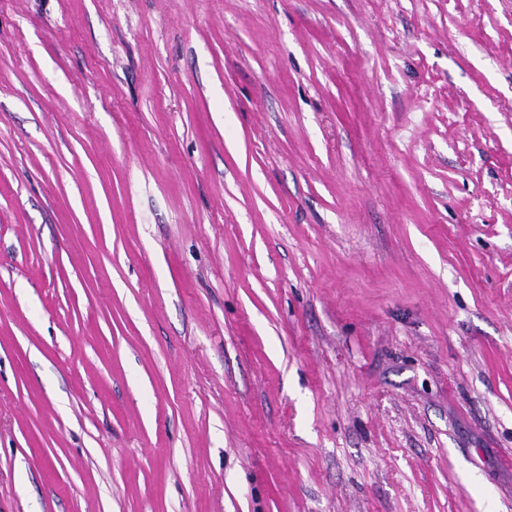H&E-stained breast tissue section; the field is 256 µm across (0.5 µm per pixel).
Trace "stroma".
I'll return each mask as SVG.
<instances>
[{
	"label": "stroma",
	"instance_id": "35a3bbf8",
	"mask_svg": "<svg viewBox=\"0 0 512 512\" xmlns=\"http://www.w3.org/2000/svg\"><path fill=\"white\" fill-rule=\"evenodd\" d=\"M0 512H512V0H0Z\"/></svg>",
	"mask_w": 512,
	"mask_h": 512
}]
</instances>
